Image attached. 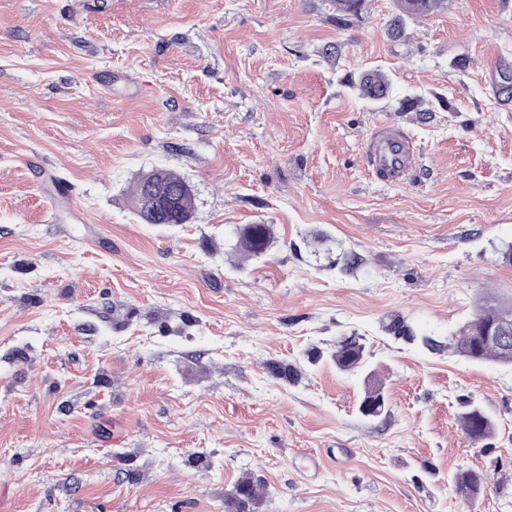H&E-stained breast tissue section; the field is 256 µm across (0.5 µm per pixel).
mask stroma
Instances as JSON below:
<instances>
[{
	"mask_svg": "<svg viewBox=\"0 0 512 512\" xmlns=\"http://www.w3.org/2000/svg\"><path fill=\"white\" fill-rule=\"evenodd\" d=\"M328 0H0V501L9 512H512V365L427 354L512 301V0H445L391 28ZM378 68L389 99L357 90ZM385 119L407 181L364 160ZM155 167L187 224L130 205ZM269 224L261 258L236 228ZM356 253L342 272L330 258ZM356 334L388 411L305 351ZM271 361L300 366L291 383ZM495 420L457 426L464 400ZM485 474L463 500L457 472ZM336 12L337 20L345 25H350L354 20L362 17L365 0H329ZM149 187L157 195L162 196L179 190L175 208L169 212L156 215L150 211H141L140 209L164 211L168 207L167 201L154 196L150 191H146ZM130 198L133 209L143 224H187L191 220L193 208L192 187L183 177L170 170L155 169L141 175L132 188ZM139 198L138 209L136 205ZM459 422L463 434L473 442L483 441L494 434V419L478 404L464 402ZM267 494L265 484L250 475L239 479L224 496V512H258Z\"/></svg>",
	"mask_w": 512,
	"mask_h": 512,
	"instance_id": "35a3bbf8",
	"label": "stroma"
}]
</instances>
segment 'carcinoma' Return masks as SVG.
I'll use <instances>...</instances> for the list:
<instances>
[{
    "instance_id": "carcinoma-1",
    "label": "carcinoma",
    "mask_w": 512,
    "mask_h": 512,
    "mask_svg": "<svg viewBox=\"0 0 512 512\" xmlns=\"http://www.w3.org/2000/svg\"><path fill=\"white\" fill-rule=\"evenodd\" d=\"M336 12L337 20L345 25L353 23L362 17L365 0H330ZM402 16L407 18H422L430 15L440 6V0H397ZM391 82L380 70L365 72L358 85L360 95L373 98L372 92L386 93L390 90ZM156 194L166 196L172 191L179 192L176 206L169 212L153 214L138 208L135 213L143 224H187L192 217L193 190L191 185L180 175L166 169H155L141 175L135 182L131 192V203L136 206L138 199L147 189ZM239 245L248 257H258L265 254L274 240L272 225L248 224L238 232ZM512 319V305L498 304L482 306L475 315L452 336L449 346L458 355L473 362H494L512 365V339L506 345H487L482 342L483 329L495 322ZM386 331L396 339L416 343L429 352L441 350L442 343L431 336L414 334L411 328L400 318L394 317L386 325ZM367 344L358 338H342L336 342L333 349L326 353L317 347L307 351V361L317 365L328 361L337 370L357 374L362 372L361 365L367 359ZM269 373L286 381H297L299 371L295 366L273 361L268 364ZM384 400L383 388L372 382L365 383V393L360 402L361 407L372 406ZM463 434L474 442L483 441L494 434L496 423L494 419L478 404L467 401L459 417ZM457 490L467 496L480 495L486 485L487 478L481 472L466 470L453 476ZM267 494L265 484L246 475L239 479L231 493L224 496V512H258V508Z\"/></svg>"
}]
</instances>
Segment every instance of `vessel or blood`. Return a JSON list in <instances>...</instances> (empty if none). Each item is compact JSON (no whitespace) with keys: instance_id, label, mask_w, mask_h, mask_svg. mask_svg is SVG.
<instances>
[{"instance_id":"obj_1","label":"vessel or blood","mask_w":512,"mask_h":512,"mask_svg":"<svg viewBox=\"0 0 512 512\" xmlns=\"http://www.w3.org/2000/svg\"><path fill=\"white\" fill-rule=\"evenodd\" d=\"M364 157L375 176L390 183L403 182L416 163L413 143L385 120L375 123Z\"/></svg>"}]
</instances>
